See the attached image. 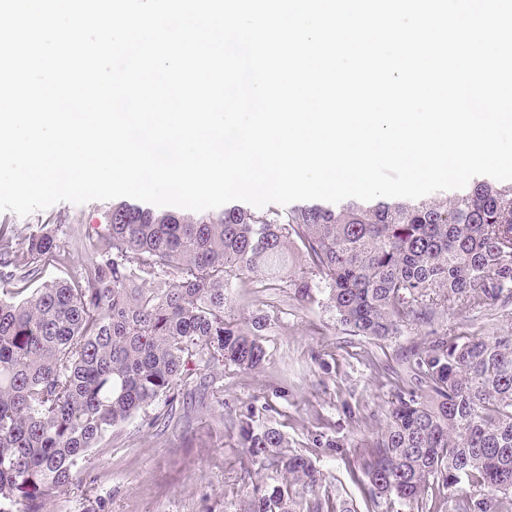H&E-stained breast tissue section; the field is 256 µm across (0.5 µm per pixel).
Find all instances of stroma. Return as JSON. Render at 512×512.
<instances>
[{"instance_id":"35a3bbf8","label":"stroma","mask_w":512,"mask_h":512,"mask_svg":"<svg viewBox=\"0 0 512 512\" xmlns=\"http://www.w3.org/2000/svg\"><path fill=\"white\" fill-rule=\"evenodd\" d=\"M111 201L82 205L60 202L21 217L0 212V224L13 225L17 236L46 224L60 239L72 231L88 235L106 223ZM239 312L263 311L270 320L258 339L266 351L261 368L244 371L230 365L202 369L207 383L223 386L221 398L197 391L187 422L169 429L152 426L151 413H139L112 431V441L88 465L81 483L60 497L55 512H224V485L233 481L236 437L218 413L270 402L267 417L287 436L292 449L306 452L312 434L343 440V447L321 451L314 462L343 496L361 500L346 458L349 442L368 438L390 408L391 393L382 376L368 365L373 352L396 363L419 331L375 341L348 334L318 305L306 307L284 288L260 287L257 279L233 278ZM462 336L512 334V314L467 312L449 322Z\"/></svg>"}]
</instances>
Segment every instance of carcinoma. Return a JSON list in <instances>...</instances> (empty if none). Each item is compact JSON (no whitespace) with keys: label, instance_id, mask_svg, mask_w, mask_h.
Wrapping results in <instances>:
<instances>
[{"label":"carcinoma","instance_id":"cac0c4a2","mask_svg":"<svg viewBox=\"0 0 512 512\" xmlns=\"http://www.w3.org/2000/svg\"><path fill=\"white\" fill-rule=\"evenodd\" d=\"M96 235L75 275L45 280L43 260L68 262L77 242L43 224L17 243L0 224V512H51L112 429L161 399L151 423L168 426L197 362L263 363L254 330L267 316L231 317L233 275L282 284L379 342L512 306V184L339 208L122 202ZM368 362L392 399L385 426L355 444L364 507L310 458L340 442L290 449L265 402L225 414L241 451L224 512H512V335L444 329L412 343L400 370Z\"/></svg>","mask_w":512,"mask_h":512}]
</instances>
